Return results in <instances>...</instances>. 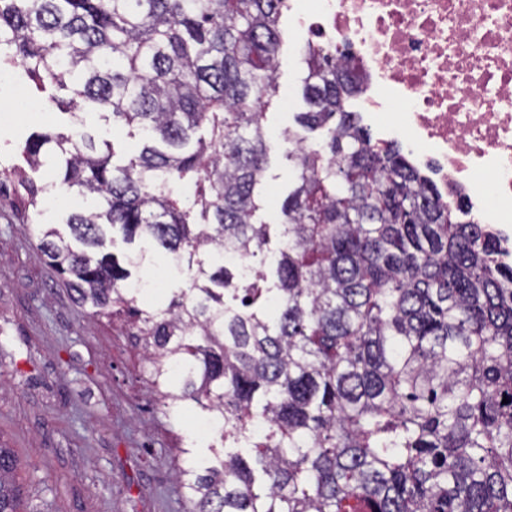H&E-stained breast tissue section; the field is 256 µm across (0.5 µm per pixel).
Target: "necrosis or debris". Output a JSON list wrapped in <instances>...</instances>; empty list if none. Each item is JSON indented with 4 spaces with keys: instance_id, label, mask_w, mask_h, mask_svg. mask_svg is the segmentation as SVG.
Returning <instances> with one entry per match:
<instances>
[{
    "instance_id": "obj_1",
    "label": "necrosis or debris",
    "mask_w": 512,
    "mask_h": 512,
    "mask_svg": "<svg viewBox=\"0 0 512 512\" xmlns=\"http://www.w3.org/2000/svg\"><path fill=\"white\" fill-rule=\"evenodd\" d=\"M298 31L364 78L358 115L512 261V0H289Z\"/></svg>"
}]
</instances>
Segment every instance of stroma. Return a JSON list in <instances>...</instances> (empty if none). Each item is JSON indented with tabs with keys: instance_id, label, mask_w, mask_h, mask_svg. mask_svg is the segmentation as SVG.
Here are the masks:
<instances>
[{
	"instance_id": "35a3bbf8",
	"label": "stroma",
	"mask_w": 512,
	"mask_h": 512,
	"mask_svg": "<svg viewBox=\"0 0 512 512\" xmlns=\"http://www.w3.org/2000/svg\"><path fill=\"white\" fill-rule=\"evenodd\" d=\"M278 93L264 124L273 140L259 187L260 219L279 221L292 185L282 131L305 111L303 36L281 22ZM88 131L113 142L118 158L136 141L107 113L85 108ZM70 127L47 96L31 97L21 69H0V170L21 164L27 137ZM60 208L27 203L0 185V444L21 460L24 512H189L175 477L188 436L213 435L199 416L175 415L158 400L140 337L118 317L91 319L37 248V224Z\"/></svg>"
}]
</instances>
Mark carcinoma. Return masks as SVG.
Returning a JSON list of instances; mask_svg holds the SVG:
<instances>
[{"label":"carcinoma","mask_w":512,"mask_h":512,"mask_svg":"<svg viewBox=\"0 0 512 512\" xmlns=\"http://www.w3.org/2000/svg\"><path fill=\"white\" fill-rule=\"evenodd\" d=\"M286 0H0V63L68 112L73 132L29 136L14 179L38 209L58 185L85 198L69 237L39 248L81 306L132 318L153 385L221 423L184 448L190 512H512V265L487 224L448 220L396 143L372 142L359 89L308 43L303 130L281 223L257 220L273 144ZM136 127L116 159L84 105ZM52 153L56 182L27 170ZM281 247L270 249L271 228ZM187 270L166 301L127 293L115 237ZM263 256L245 277L229 262ZM508 403H502L503 399ZM19 460L0 447V512H21Z\"/></svg>","instance_id":"carcinoma-1"}]
</instances>
